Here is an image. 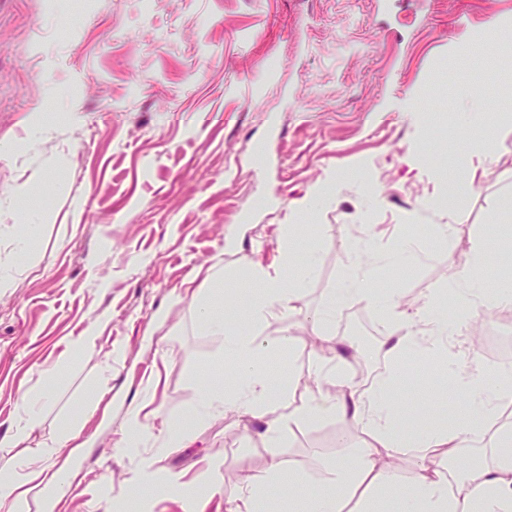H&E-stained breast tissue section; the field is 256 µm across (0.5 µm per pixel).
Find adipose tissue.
I'll list each match as a JSON object with an SVG mask.
<instances>
[{
	"mask_svg": "<svg viewBox=\"0 0 512 512\" xmlns=\"http://www.w3.org/2000/svg\"><path fill=\"white\" fill-rule=\"evenodd\" d=\"M47 186L44 180H28L16 187L21 249H28L39 231L33 220L34 190ZM303 231L300 224L282 225L277 260L268 266L249 264L244 286L250 302L241 314V326L228 324L227 311L233 308L235 297L224 294L223 275L209 274L210 292L194 305L201 327L224 339V387L219 390L200 385L191 410L169 419L166 428L156 431L147 426L146 419L156 400L158 381L148 378L141 400L127 412L116 443L123 452L140 447L152 450L133 479L130 500L138 502L154 492L158 459L170 448L189 443L212 417L261 422L271 444L278 443L291 426L336 418L362 429L367 438L353 449L351 464H337L332 481L311 493L308 512H348L344 488L351 470L367 488L389 491L397 502V512H512V430L496 427L501 395L479 369L463 368L454 359L446 365L448 384L464 397L469 411L451 426L444 422L435 426L402 424L392 405L402 374L393 368L366 387L355 382L352 361L341 354L328 358L315 355L311 369L316 378L307 387L300 378L283 380L270 371L272 356L292 338L266 335L264 328L295 312V303L320 257L319 241L304 240ZM425 259L424 253L400 239L375 248L368 264L337 281L316 318L317 324H325L349 303L361 302L375 309L384 323L394 326V334L382 339L390 359L409 353H446L449 336L466 332L469 308L483 296L486 285L477 272L488 264L489 255L483 246H474L448 282L412 305L403 303L394 290L381 286L383 270L413 267ZM446 308L456 311L455 321L443 317ZM297 394L301 403L291 406L290 400ZM16 407L17 420L0 435V505L12 510L58 485V461L61 455L72 457L80 452L83 426L80 415L63 419L48 440L21 458L14 450L26 442L39 416L28 395H21ZM491 429L497 432L491 463L469 461L458 470H449L448 461L458 460L461 448L480 442ZM403 448L424 454L406 493L400 490L399 468L394 462ZM287 491L286 472L279 461H271L263 472L239 476L238 495L229 512H278Z\"/></svg>",
	"mask_w": 512,
	"mask_h": 512,
	"instance_id": "ef3b65f1",
	"label": "adipose tissue"
}]
</instances>
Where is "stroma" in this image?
<instances>
[{"label":"stroma","instance_id":"35a3bbf8","mask_svg":"<svg viewBox=\"0 0 512 512\" xmlns=\"http://www.w3.org/2000/svg\"><path fill=\"white\" fill-rule=\"evenodd\" d=\"M503 18L495 46L484 24ZM512 0H0V435L21 394L48 393L41 424L18 456L62 419L104 400L84 424L82 455L65 494L46 489L29 512H105L127 503L137 460L114 449L142 381L161 375L165 415L192 405L197 385H224V339L198 323L186 289L207 290L221 261L236 288L245 261L271 263L277 227L315 185L334 200L309 220L320 262L295 315L267 326L299 335L278 375L308 377L314 319L330 289L368 261L373 243L414 236L427 260L383 273L401 300L439 288L474 243L487 246L486 282L512 279V136L490 154L461 128L437 127L461 88L481 90L488 116L512 113ZM352 167L368 169L371 198ZM473 178L454 214L428 208L452 177ZM50 181L45 221L28 252L15 247L14 185ZM451 223L448 239L432 225ZM370 225L374 242L363 238ZM109 316L102 345L123 351L105 367L74 358L69 342ZM443 367L419 354L394 392L405 424L467 415L448 397ZM258 422L221 417L185 448L168 450L160 477L191 492L159 491L143 512H226L237 476L281 462L295 496L326 485L361 441L334 419L300 425L268 447ZM346 441H339V434Z\"/></svg>","mask_w":512,"mask_h":512}]
</instances>
